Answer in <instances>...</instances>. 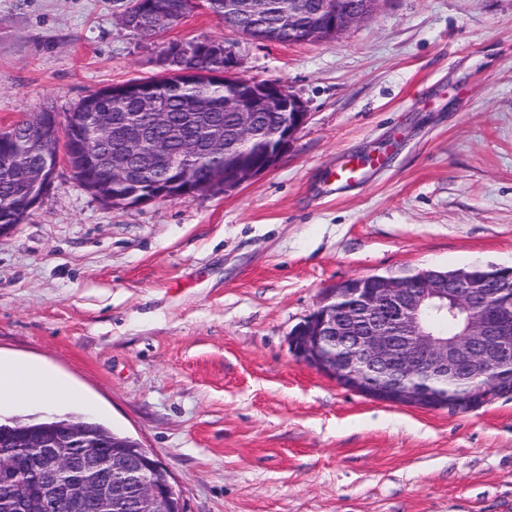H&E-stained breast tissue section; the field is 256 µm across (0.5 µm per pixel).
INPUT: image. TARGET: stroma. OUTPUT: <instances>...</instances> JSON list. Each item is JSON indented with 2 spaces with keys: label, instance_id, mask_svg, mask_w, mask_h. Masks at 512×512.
I'll use <instances>...</instances> for the list:
<instances>
[{
  "label": "stroma",
  "instance_id": "1",
  "mask_svg": "<svg viewBox=\"0 0 512 512\" xmlns=\"http://www.w3.org/2000/svg\"><path fill=\"white\" fill-rule=\"evenodd\" d=\"M129 0H0V129L161 76L213 38L308 119L221 194L110 207L59 163L0 236V358L147 448L184 512H512V398L469 413L381 403L296 359L324 291L371 274L512 266V0H383L338 39L278 44L207 8L145 41ZM379 155L364 182L333 183Z\"/></svg>",
  "mask_w": 512,
  "mask_h": 512
}]
</instances>
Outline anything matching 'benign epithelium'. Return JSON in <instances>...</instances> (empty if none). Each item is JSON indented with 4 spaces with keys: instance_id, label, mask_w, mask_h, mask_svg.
Listing matches in <instances>:
<instances>
[{
    "instance_id": "7a95c632",
    "label": "benign epithelium",
    "mask_w": 512,
    "mask_h": 512,
    "mask_svg": "<svg viewBox=\"0 0 512 512\" xmlns=\"http://www.w3.org/2000/svg\"><path fill=\"white\" fill-rule=\"evenodd\" d=\"M380 2L323 0L318 10L297 26L304 5L301 0H288L290 38L295 43L335 39L371 16ZM272 6V0H224L225 27L252 38L255 30L240 20L263 16ZM202 51L224 54V71L218 76L224 78V111L234 113V133L207 126L204 136L183 141L178 153L171 152L169 140L135 130V122L128 118L115 122L101 116L90 135L112 139V177L122 184L130 176L132 159L176 174L201 154L223 153L231 141L235 144L233 157L240 163L222 170L211 168L189 181L143 182L136 190L112 196V206L141 205L198 192H228L273 169L306 123L305 107L288 86L238 76V61L221 42L179 45L160 55L157 64L165 70L171 65L183 68ZM137 91L146 119L153 125L164 124L166 101L162 96L151 85H141ZM259 112L278 113L275 132L259 130ZM45 151L47 163L37 180L42 189L51 182L60 161L59 149L50 145ZM500 279L499 287L492 291L465 269L456 272L449 284L430 274L417 288L398 278L373 279L365 288L355 278L344 280L325 291L308 317L315 333H305L303 325L295 329L290 338L292 352L339 386L378 402L456 413L473 411L492 400L512 397V289L508 286L512 267L502 269ZM434 300L439 301L441 312L452 315L459 309L465 315L464 325L452 341L428 334L421 325L422 310ZM38 447L47 473L54 474L68 464L69 458L62 454L65 448L81 449L80 469L63 486L48 483L37 497L9 500V512H33L39 507L46 512L55 501L67 512H85L92 502L102 512H116L119 496L112 484L100 478L97 441L85 437L83 426L73 424L38 441ZM113 471L136 486L135 507L140 512H172L173 485L162 489L144 477L142 468L129 466L123 456L115 457Z\"/></svg>"
}]
</instances>
